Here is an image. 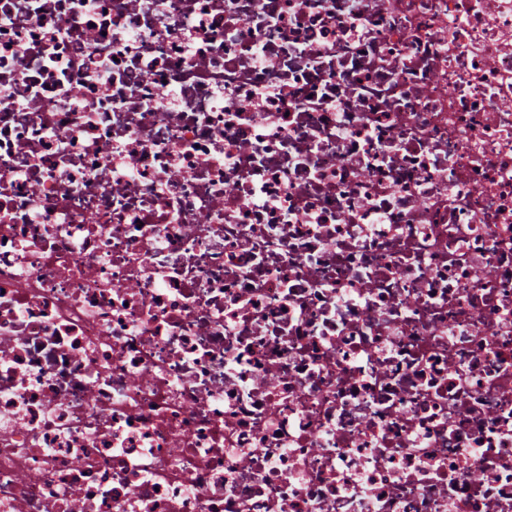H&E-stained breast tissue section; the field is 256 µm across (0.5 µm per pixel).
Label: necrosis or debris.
<instances>
[{"mask_svg": "<svg viewBox=\"0 0 512 512\" xmlns=\"http://www.w3.org/2000/svg\"><path fill=\"white\" fill-rule=\"evenodd\" d=\"M0 512H512V0H0Z\"/></svg>", "mask_w": 512, "mask_h": 512, "instance_id": "necrosis-or-debris-1", "label": "necrosis or debris"}]
</instances>
